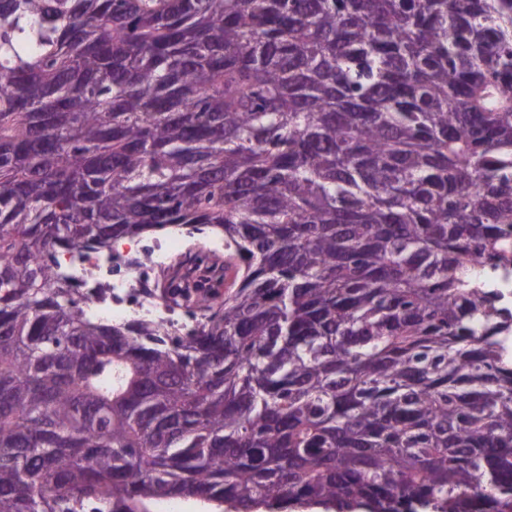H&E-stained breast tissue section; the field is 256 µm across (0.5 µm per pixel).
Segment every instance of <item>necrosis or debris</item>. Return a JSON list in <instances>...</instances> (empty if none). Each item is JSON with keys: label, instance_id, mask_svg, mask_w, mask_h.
I'll use <instances>...</instances> for the list:
<instances>
[{"label": "necrosis or debris", "instance_id": "1", "mask_svg": "<svg viewBox=\"0 0 512 512\" xmlns=\"http://www.w3.org/2000/svg\"><path fill=\"white\" fill-rule=\"evenodd\" d=\"M182 253V232L174 226L163 236L142 237L100 253H62L57 269L85 296L87 315L166 326L176 315L152 289L156 274Z\"/></svg>", "mask_w": 512, "mask_h": 512}]
</instances>
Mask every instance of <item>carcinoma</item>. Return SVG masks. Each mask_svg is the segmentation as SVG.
Returning a JSON list of instances; mask_svg holds the SVG:
<instances>
[{
    "label": "carcinoma",
    "instance_id": "1",
    "mask_svg": "<svg viewBox=\"0 0 512 512\" xmlns=\"http://www.w3.org/2000/svg\"><path fill=\"white\" fill-rule=\"evenodd\" d=\"M181 224L195 327L49 269ZM512 0H0V512H512ZM477 272L484 275L488 288H492L505 300L512 302V271L508 273L488 272L486 269L479 267Z\"/></svg>",
    "mask_w": 512,
    "mask_h": 512
}]
</instances>
